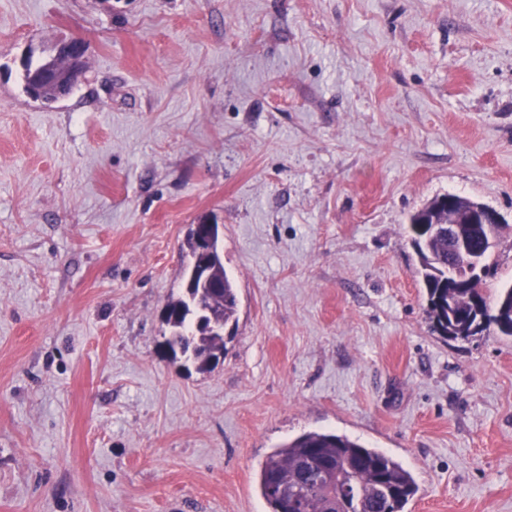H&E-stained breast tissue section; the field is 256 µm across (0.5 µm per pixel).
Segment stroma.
Segmentation results:
<instances>
[{
    "instance_id": "stroma-1",
    "label": "stroma",
    "mask_w": 512,
    "mask_h": 512,
    "mask_svg": "<svg viewBox=\"0 0 512 512\" xmlns=\"http://www.w3.org/2000/svg\"><path fill=\"white\" fill-rule=\"evenodd\" d=\"M81 39L46 104L28 46ZM505 219L512 0H0V512H269L327 431L408 469L405 512H512V338L441 336L408 215ZM223 226V358H171L181 246Z\"/></svg>"
}]
</instances>
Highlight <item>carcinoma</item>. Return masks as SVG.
<instances>
[{
  "label": "carcinoma",
  "instance_id": "carcinoma-1",
  "mask_svg": "<svg viewBox=\"0 0 512 512\" xmlns=\"http://www.w3.org/2000/svg\"><path fill=\"white\" fill-rule=\"evenodd\" d=\"M441 221L445 212L433 198L409 216L408 234L418 257V275L425 289L427 314L442 336L453 338L473 335L471 316L474 305L481 300L477 284L450 288L448 283V233L429 223ZM456 237L465 238L473 251L481 249V240L470 224L456 225ZM216 273L224 277V294L213 295L206 288H190L167 304L174 320L172 340L181 344L184 354L203 371L210 366L216 352L224 350V336L210 334L202 328L194 330L189 309L199 303L212 317L229 325L236 321L238 293L235 283L218 264ZM341 464V494L329 498L313 494L301 496L316 471ZM259 487L270 512H287L290 498L303 497V512H404L417 493L411 473L384 452L369 448L356 440L333 432H308L276 449L263 464Z\"/></svg>",
  "mask_w": 512,
  "mask_h": 512
}]
</instances>
